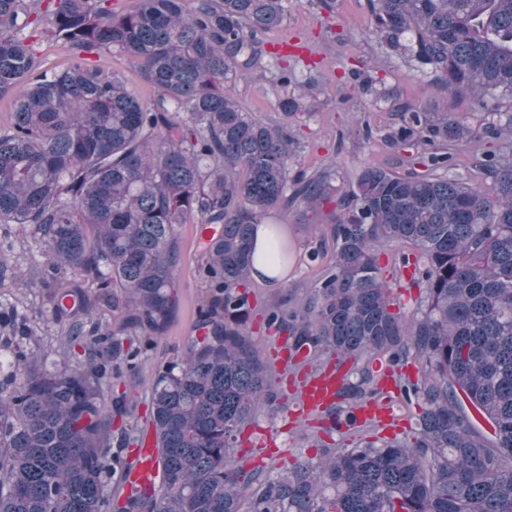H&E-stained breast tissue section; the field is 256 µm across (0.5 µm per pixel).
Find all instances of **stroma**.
<instances>
[{"label":"stroma","instance_id":"obj_1","mask_svg":"<svg viewBox=\"0 0 512 512\" xmlns=\"http://www.w3.org/2000/svg\"><path fill=\"white\" fill-rule=\"evenodd\" d=\"M327 2L331 7L329 20L336 31L335 37L321 36L318 18L322 9L320 5L309 4L308 0H288V15L282 29L263 36L272 51L285 42H294L303 48V61L296 66L297 81L288 88L290 96L307 94V64H315L318 70L317 101L311 110H298L289 120L296 139L292 175L310 176L332 164L336 167V187L346 190L364 166L404 173V166L398 163L402 150L385 139L397 121L394 105L401 100L436 111L446 109L465 114L473 123L479 121L480 116L473 112L469 99H449L447 92L437 88L430 78L368 37L371 17L366 0ZM366 80L379 93L378 100L372 104L366 103L360 90ZM235 94L241 105L259 119L279 120V92L269 80L239 81ZM269 221L283 229L293 261L288 266L287 279L277 287L252 281V297L262 309L285 298L294 304L302 301L330 263L321 238L324 224L331 221L328 211L312 213L299 205L271 213ZM175 248L178 255L177 305L167 332L155 338L153 348L140 361L136 416L142 423L149 416L147 382L155 366L184 356L197 334L198 310L207 297L206 284L199 273L207 255L196 237L195 225L178 226ZM411 251V246L395 244L385 248L380 259L395 295L410 310L420 302L419 290L395 268L394 261ZM252 329L254 340L270 358L271 379L276 383L289 382L290 387L285 407L276 414L265 408L259 410L249 430L254 433L265 429L277 434L278 454L285 462H292L299 455L315 456L318 445L334 443L339 435L316 429L314 417L299 413L301 392L296 380L309 375L312 368L308 365L299 371L286 368L280 361L281 337L273 335L257 321L253 322Z\"/></svg>","mask_w":512,"mask_h":512}]
</instances>
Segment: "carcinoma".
<instances>
[{
    "label": "carcinoma",
    "mask_w": 512,
    "mask_h": 512,
    "mask_svg": "<svg viewBox=\"0 0 512 512\" xmlns=\"http://www.w3.org/2000/svg\"><path fill=\"white\" fill-rule=\"evenodd\" d=\"M370 35L432 74L450 97L470 96L479 125L403 102L386 135L412 148L399 175L364 167L325 225L333 261L303 303L267 309L294 367L346 364L317 417L350 435L357 410L387 390L384 370L409 360L418 377L394 378L397 398L419 409L409 438L360 437L291 465L248 467L243 427L283 390L252 339L249 273L267 214L321 208L336 168L289 177L295 138L282 118L242 109L232 87L265 73L288 89V54L259 35L283 26L285 0H0V224L43 248L31 273L48 291L42 321L63 328L57 345L29 356L13 347L39 329L0 301V512H512V153L482 151L471 172L450 175L457 151L512 139V0H368ZM72 59L44 68L43 40ZM125 55L155 91L149 102L100 64ZM424 171H418V168ZM222 225L201 274L208 300L185 356L156 367L151 420L162 464L155 489L126 485L138 444L127 428L130 390L115 381L167 332L175 305L176 228ZM272 263L290 252L277 228ZM394 243L415 248L400 267L424 304L407 315L380 265ZM112 308V324L95 310ZM491 427L487 436L464 403ZM126 490L112 497L110 482Z\"/></svg>",
    "instance_id": "1"
}]
</instances>
